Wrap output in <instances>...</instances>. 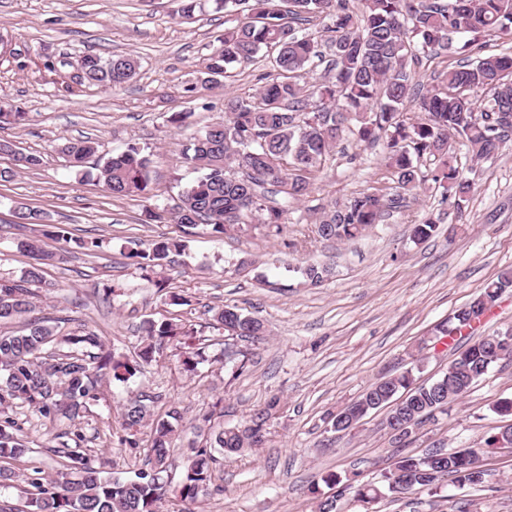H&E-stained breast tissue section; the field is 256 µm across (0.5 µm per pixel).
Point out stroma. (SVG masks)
I'll return each instance as SVG.
<instances>
[{
	"label": "stroma",
	"mask_w": 512,
	"mask_h": 512,
	"mask_svg": "<svg viewBox=\"0 0 512 512\" xmlns=\"http://www.w3.org/2000/svg\"><path fill=\"white\" fill-rule=\"evenodd\" d=\"M178 0H0V35L10 42L0 56V105L27 112L22 125L0 127V141L40 156L39 166L0 184V278H19L29 259L17 242L39 237L51 258L37 289L38 316L59 335L94 331L108 350L135 355L143 321L184 317L205 339L207 362L197 372L181 369L174 348L144 366L129 384L101 374L98 398L75 421L43 425L30 410L11 416L31 441L32 461L45 472L60 470L53 449L81 435V453L117 475L141 467L150 445L142 429L138 447L124 442L120 407L134 392L161 395L182 413L183 438L196 418L222 412L225 426L248 420L271 397L280 409L258 448L221 458L213 489L193 512H313L314 486L323 476L377 480L399 456L480 448L501 424L493 408L512 397V363H503L435 414L404 443H392L383 412L366 416L347 434L328 431L330 414L355 402L376 380L400 374L412 357L424 360L422 380L448 368L466 338H436L434 329L479 295L486 283L512 269V141L495 157L473 162L466 148H452L473 183L463 209L444 189L428 186L407 207L386 216L355 241L330 244L310 230L324 207L363 190L391 187L382 145L346 138L310 176V196L295 204L288 230L268 237L212 234L209 226L183 229L166 218L182 186L195 179L182 152L190 138L223 121L224 101L254 94L271 72L268 57L233 69L209 89L187 94L225 28L236 19L203 0L192 19H180ZM86 52L131 53L140 68L128 84L112 89L80 86L48 71V62L76 60ZM189 113L188 126L171 124ZM92 139L97 155L71 167L61 153L69 141ZM153 155L150 190L114 197L97 178L100 157L129 146ZM43 213L67 225L73 237L101 238L94 255L42 236L38 224L19 225L15 207ZM443 219L433 235L412 239V227L430 215ZM185 241L163 268L141 267L139 251L159 241ZM330 265L318 286L293 272L303 262ZM178 293L179 306L161 302L162 290ZM229 306L262 319V339L239 342L249 361L243 373L224 364V334L211 326V308ZM494 484L447 487L444 494L407 495L372 505L345 495L342 512H512V452L493 455Z\"/></svg>",
	"instance_id": "obj_1"
}]
</instances>
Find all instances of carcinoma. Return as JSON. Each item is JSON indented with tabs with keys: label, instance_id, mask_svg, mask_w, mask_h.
Instances as JSON below:
<instances>
[{
	"label": "carcinoma",
	"instance_id": "cac0c4a2",
	"mask_svg": "<svg viewBox=\"0 0 512 512\" xmlns=\"http://www.w3.org/2000/svg\"><path fill=\"white\" fill-rule=\"evenodd\" d=\"M217 9L243 15L224 31L221 45L208 58L202 88L227 77L230 70L245 66L265 52L272 56L274 73L264 77L255 94L233 97L225 102L224 121L208 126L191 138L183 151L184 162L198 172L183 186L172 221L186 228L200 224L214 234H245L259 227L269 236H281L288 224V206L310 193L309 175L335 152L344 133L357 141L380 142L392 169L394 187L389 193L364 190L324 210L314 224V238L327 242L352 241L390 211L402 206L406 197L428 181L450 191L457 206L472 192L473 183L464 177L451 153L448 134L459 138L481 161L494 157L512 137V54H484L468 58L444 72L443 88L426 89L413 82L411 66L438 50H466L482 37L512 36V0H361L362 9H350L348 0H214ZM312 18L329 20L325 37L300 34L294 24ZM328 58L327 79L313 90L301 80L314 60ZM83 83L114 88L134 80L139 61L131 55L103 57L85 53ZM188 88L193 93L200 88ZM492 91L478 102L474 93ZM412 103L426 115L409 122L403 109ZM74 167L95 153L89 140L62 148ZM13 156L14 165L0 168V183L39 164L37 156L15 151L0 142V154ZM424 159L433 161L428 173L420 170ZM152 154L136 146L103 160L100 180L115 196L141 195L151 182ZM439 220L428 217L414 225L416 241L432 236ZM45 235L77 248L95 251L99 240L74 238L63 224H51ZM185 247L181 241L158 242L137 254L150 267H160L172 250ZM19 252L30 256V264L17 281L0 280V322L26 319L19 332L0 335V485L12 480L15 471L5 463L16 461L29 450V441L17 434V424L7 411L23 405L40 418L54 422L74 420L87 403L95 399L98 371L107 368L112 378L127 383L151 363L155 355L171 345L179 350L181 366L195 372L206 361V345L191 324L179 318L143 322V345L133 357L104 353L101 337L92 331L69 336L65 342L76 349L50 353L58 333L46 321L32 317L37 305L32 287L42 283L37 241L17 242ZM295 272L311 285L332 275V268L308 263ZM512 288V271H505L489 283L476 298L455 311L437 327L443 336L471 335L474 325L491 310L501 295ZM213 328H237L231 336L258 339L264 335L261 320L225 306L211 309ZM512 334L503 331L478 339L448 364V370L432 382L418 384L423 359L414 358L397 376L372 383L360 399L338 412L345 432L374 407L371 397L406 395L409 412L420 426L437 410L468 393L472 385L503 360L512 361ZM98 352L92 353L90 349ZM280 399L272 397L251 419L238 427L226 428L205 413L193 426L194 439L187 445L186 461L178 477L165 479L171 463L170 448L180 437L181 412L170 407L155 414L154 401L142 392L131 395L121 406L125 442L138 447V434L151 426L147 469L131 477H119L96 468L77 451L65 452L60 477L31 480L36 496L30 512H156L166 495L192 505L208 492L218 456L238 454L256 448L265 440L267 422L278 411ZM408 489L416 494L437 495L447 483L434 480L428 472L436 461L428 455H405L398 459ZM441 469L460 490L470 488L473 479L462 468ZM396 482L392 471L372 483L342 485L341 491L317 499L316 512H340L339 501L349 491L367 505L392 497Z\"/></svg>",
	"mask_w": 512,
	"mask_h": 512
}]
</instances>
